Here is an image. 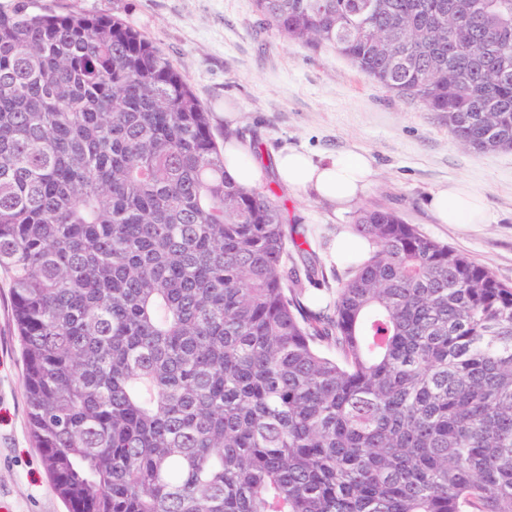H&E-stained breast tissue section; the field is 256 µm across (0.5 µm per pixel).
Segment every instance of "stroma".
Here are the masks:
<instances>
[{"mask_svg":"<svg viewBox=\"0 0 512 512\" xmlns=\"http://www.w3.org/2000/svg\"><path fill=\"white\" fill-rule=\"evenodd\" d=\"M38 4L58 14L115 15L153 41L207 108L216 138L259 146L265 171L259 191L306 239L328 283L345 272L331 258L340 230L374 205L512 283V150L479 153L460 146L421 102L388 91L336 51L280 40L262 23L254 0ZM228 109L241 114L236 127L224 123ZM285 148L316 161L366 156L377 175L358 200L338 210L279 181L275 158ZM452 182L482 195L491 223L437 222L429 198ZM24 372L10 278L0 270V512H69L30 435Z\"/></svg>","mask_w":512,"mask_h":512,"instance_id":"1","label":"stroma"}]
</instances>
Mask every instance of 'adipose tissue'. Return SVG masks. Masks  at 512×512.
<instances>
[{
  "label": "adipose tissue",
  "mask_w": 512,
  "mask_h": 512,
  "mask_svg": "<svg viewBox=\"0 0 512 512\" xmlns=\"http://www.w3.org/2000/svg\"><path fill=\"white\" fill-rule=\"evenodd\" d=\"M225 168L237 184L255 188L263 177L249 148L237 140L224 145ZM278 178L286 186L312 193L338 208H346L369 187L374 169L364 156L342 154L314 162L306 155L285 149L276 157ZM429 207L443 224H486L490 217L482 196L467 185L454 183L434 192Z\"/></svg>",
  "instance_id": "adipose-tissue-1"
}]
</instances>
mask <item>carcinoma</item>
<instances>
[{
    "mask_svg": "<svg viewBox=\"0 0 512 512\" xmlns=\"http://www.w3.org/2000/svg\"><path fill=\"white\" fill-rule=\"evenodd\" d=\"M512 149V0H254ZM322 303L282 209L122 19L0 9V269L71 512H512V284L361 209Z\"/></svg>",
    "mask_w": 512,
    "mask_h": 512,
    "instance_id": "1",
    "label": "carcinoma"
}]
</instances>
